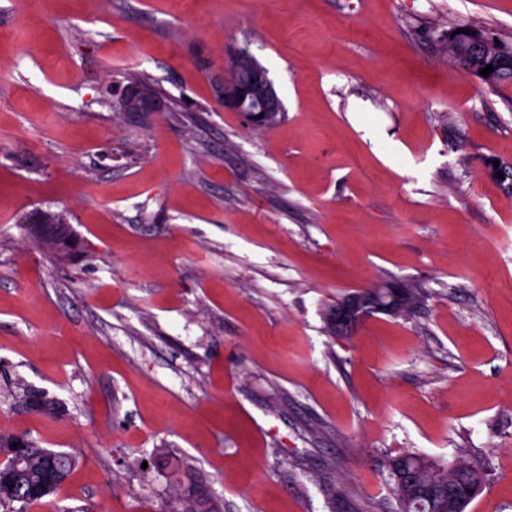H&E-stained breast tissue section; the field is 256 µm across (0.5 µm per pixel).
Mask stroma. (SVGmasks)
Wrapping results in <instances>:
<instances>
[{
    "label": "stroma",
    "instance_id": "35a3bbf8",
    "mask_svg": "<svg viewBox=\"0 0 512 512\" xmlns=\"http://www.w3.org/2000/svg\"><path fill=\"white\" fill-rule=\"evenodd\" d=\"M460 27L512 51V0H0V432L78 455L68 512H177L160 448L221 512H398L403 453L512 512V83ZM239 50L273 125L216 102ZM393 281L412 313L328 331ZM448 44L467 72L479 75L490 83L512 82V54L499 50L482 33L469 31V34H452ZM487 65H492L494 71L484 77L479 70ZM115 105L119 112L145 114L161 111L159 99L151 97L144 89L136 86L128 87Z\"/></svg>",
    "mask_w": 512,
    "mask_h": 512
}]
</instances>
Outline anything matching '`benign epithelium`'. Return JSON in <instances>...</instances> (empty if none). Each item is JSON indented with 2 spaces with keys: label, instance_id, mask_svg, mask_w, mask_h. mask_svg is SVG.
Listing matches in <instances>:
<instances>
[{
  "label": "benign epithelium",
  "instance_id": "7a95c632",
  "mask_svg": "<svg viewBox=\"0 0 512 512\" xmlns=\"http://www.w3.org/2000/svg\"><path fill=\"white\" fill-rule=\"evenodd\" d=\"M452 52L463 69L477 75L491 65L494 71L485 80L490 83L512 82V54L499 50L479 32L453 34L448 38ZM218 104L243 112L254 124L268 126L276 122L282 112V102L267 72L259 67L252 55L236 52L224 60V74L216 82ZM119 112L149 113L160 111V101L144 89L131 86L116 102ZM30 224H52L57 231L65 228L63 216L37 211L28 218ZM415 305L401 284H386L380 288L359 289L349 294L332 311L336 335L346 336L366 318L377 312L410 311Z\"/></svg>",
  "mask_w": 512,
  "mask_h": 512
}]
</instances>
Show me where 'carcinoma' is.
I'll return each mask as SVG.
<instances>
[{
  "mask_svg": "<svg viewBox=\"0 0 512 512\" xmlns=\"http://www.w3.org/2000/svg\"><path fill=\"white\" fill-rule=\"evenodd\" d=\"M25 449V453L10 463L0 466L7 472V483L0 486V505L18 502L24 506L32 505L26 500L27 492L47 482L48 472H55L54 485L38 499L37 504L56 507L53 496L69 478L78 465V458L70 453L40 448L24 435L0 433V449L12 445ZM157 455L173 471L180 472V463L167 456L164 449H158ZM387 467L394 479L393 491L399 501L401 512H464L460 502L470 503L476 493L482 489V477L472 467L459 464L452 468L434 459L402 454L387 461ZM416 468H421L428 479L443 480L448 472H454V480L449 492L430 496L426 489L409 485L401 476ZM183 472V471H181ZM185 482H178L176 495L181 504V512H217L207 486L188 472H183Z\"/></svg>",
  "mask_w": 512,
  "mask_h": 512,
  "instance_id": "carcinoma-1",
  "label": "carcinoma"
}]
</instances>
